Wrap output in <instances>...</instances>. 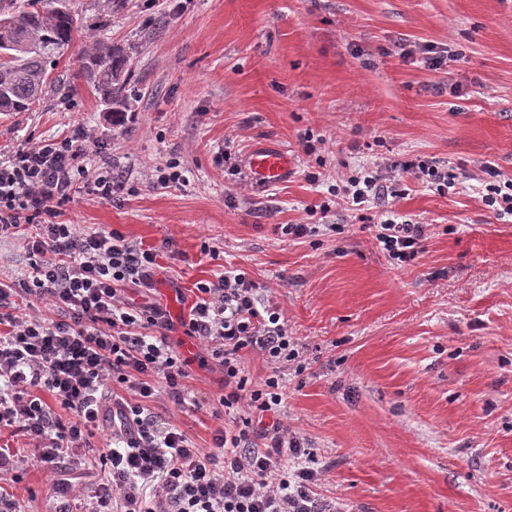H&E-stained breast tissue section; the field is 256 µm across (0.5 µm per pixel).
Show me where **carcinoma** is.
Listing matches in <instances>:
<instances>
[{"label": "carcinoma", "instance_id": "obj_1", "mask_svg": "<svg viewBox=\"0 0 512 512\" xmlns=\"http://www.w3.org/2000/svg\"><path fill=\"white\" fill-rule=\"evenodd\" d=\"M0 0V112H31L51 82L48 65L72 45L78 19L67 0ZM82 79L109 107L112 123L126 112L128 54L96 42L79 56Z\"/></svg>", "mask_w": 512, "mask_h": 512}]
</instances>
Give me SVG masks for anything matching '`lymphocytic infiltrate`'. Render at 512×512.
Returning a JSON list of instances; mask_svg holds the SVG:
<instances>
[{"mask_svg": "<svg viewBox=\"0 0 512 512\" xmlns=\"http://www.w3.org/2000/svg\"><path fill=\"white\" fill-rule=\"evenodd\" d=\"M93 141L81 126L0 157V239L23 236L29 255L22 279L0 281V425L22 432L56 477L62 466H84L77 449L111 421L112 439L93 459L104 481L91 512H342L340 502L316 498L320 471L306 464L304 438L277 415L279 376L255 384L242 367L245 350L280 368L298 361L283 310L260 303L239 268L197 282L179 318L157 301L134 304L126 289L152 288L157 250L114 229L60 221L81 189L108 200L126 188L109 167L91 165ZM408 176L441 195L459 184L456 174L411 158L385 176H348L335 197L358 206ZM425 236V225L392 218L375 233L400 266L417 258ZM23 296L45 303L51 316L13 315V298ZM177 327L224 377L212 415L230 423L215 430L208 450L149 411L162 393L185 400L190 360L170 343ZM110 388L120 396L109 415L99 400ZM256 437L264 447H252Z\"/></svg>", "mask_w": 512, "mask_h": 512, "instance_id": "lymphocytic-infiltrate-1", "label": "lymphocytic infiltrate"}]
</instances>
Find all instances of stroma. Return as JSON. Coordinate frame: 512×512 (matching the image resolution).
<instances>
[{
	"mask_svg": "<svg viewBox=\"0 0 512 512\" xmlns=\"http://www.w3.org/2000/svg\"><path fill=\"white\" fill-rule=\"evenodd\" d=\"M87 21L32 112L0 113V149L74 127L94 128L96 162L135 194L90 193L62 219L115 228L159 250L153 291L172 316L195 283L244 269L278 303L303 371L275 370L254 351L256 381L280 374L284 420L321 470L317 492L348 512H512V215L484 205L481 167L512 178V0H127L108 12L68 0ZM129 50L126 121L113 125L79 75L93 40ZM441 65H433V58ZM319 139L304 154V136ZM286 145L287 181L241 183L253 145ZM416 157L452 170L442 196L412 178L397 196L320 214L338 176ZM177 162L182 184L155 189L146 169ZM318 173V181L307 178ZM427 227L419 258L394 264L368 218ZM320 224L302 238L279 224ZM210 242L220 252L200 251ZM190 357L184 403L153 412L203 448L219 422V373L175 331ZM20 477L17 512H58L61 500L22 433H0Z\"/></svg>",
	"mask_w": 512,
	"mask_h": 512,
	"instance_id": "obj_1",
	"label": "stroma"
}]
</instances>
